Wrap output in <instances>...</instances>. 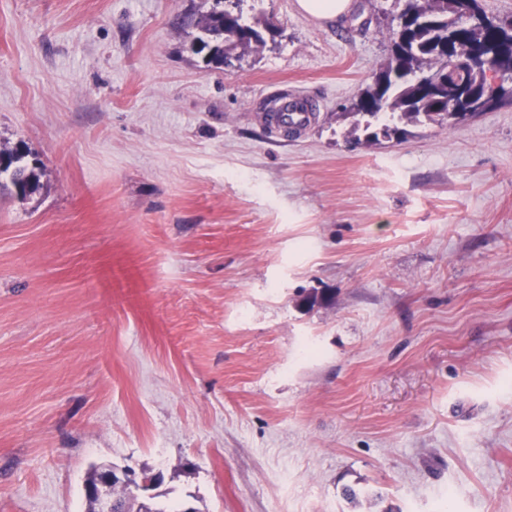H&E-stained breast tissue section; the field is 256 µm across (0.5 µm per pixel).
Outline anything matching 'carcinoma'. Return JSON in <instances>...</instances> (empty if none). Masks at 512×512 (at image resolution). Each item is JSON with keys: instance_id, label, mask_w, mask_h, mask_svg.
<instances>
[{"instance_id": "1", "label": "carcinoma", "mask_w": 512, "mask_h": 512, "mask_svg": "<svg viewBox=\"0 0 512 512\" xmlns=\"http://www.w3.org/2000/svg\"><path fill=\"white\" fill-rule=\"evenodd\" d=\"M216 7L193 24L198 31L194 50L210 63L224 64V44L246 50L263 43L258 19H249L242 9L222 13ZM391 29V51L379 73L397 72L381 85L374 80L358 95L359 107L343 113L352 119L351 131L361 130L368 142L390 139L404 133L401 123L442 124L446 119L434 111L436 104L454 93L443 81L451 53L482 48L490 65L512 73V19L489 17L479 0H407ZM0 176L6 174L20 199L27 198L39 183L35 167L24 162L20 149L3 153Z\"/></svg>"}]
</instances>
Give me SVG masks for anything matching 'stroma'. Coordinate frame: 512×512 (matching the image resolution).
Segmentation results:
<instances>
[{
  "mask_svg": "<svg viewBox=\"0 0 512 512\" xmlns=\"http://www.w3.org/2000/svg\"><path fill=\"white\" fill-rule=\"evenodd\" d=\"M0 0V512L106 464L197 512H512V98L354 140L404 0ZM318 99L296 137L274 91ZM214 1L217 6L192 25L198 31L193 46L197 53L205 52L209 63L224 65V56L225 61L231 56L225 42L234 50H246L263 43V36L257 29L260 21L252 17L251 22L240 8L243 0H237V10L226 14L222 13L224 6H219L222 1ZM297 10L317 21H336L353 9V0H296ZM0 154L4 156V163L0 167V177L3 174L8 175L16 196L20 199L27 198L39 185L35 167L24 162L25 154L21 149L0 151Z\"/></svg>",
  "mask_w": 512,
  "mask_h": 512,
  "instance_id": "35a3bbf8",
  "label": "stroma"
}]
</instances>
